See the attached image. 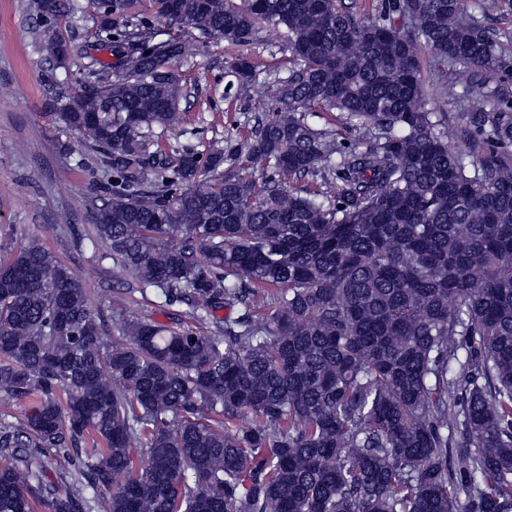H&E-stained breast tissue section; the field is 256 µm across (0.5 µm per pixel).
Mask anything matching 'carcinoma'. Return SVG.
I'll return each instance as SVG.
<instances>
[{
    "label": "carcinoma",
    "instance_id": "cac0c4a2",
    "mask_svg": "<svg viewBox=\"0 0 512 512\" xmlns=\"http://www.w3.org/2000/svg\"><path fill=\"white\" fill-rule=\"evenodd\" d=\"M464 2L380 0L366 20L345 0H153L192 37L150 44L134 0H87L116 62L76 35L42 45L45 116L106 159L89 219L139 288L105 326L39 240L0 260V393L31 403L0 418V512H459L462 493L512 512V99L486 95L460 152L423 103V49L464 94L512 78ZM36 9L49 29L82 0ZM263 25L297 65L268 82L284 109L245 146L160 149L184 123L175 64ZM231 69L256 80L243 54ZM149 290L204 329L129 317ZM306 117L314 127L337 137L341 142L345 141L343 137L351 136L338 118L320 108L309 109L306 111Z\"/></svg>",
    "mask_w": 512,
    "mask_h": 512
}]
</instances>
